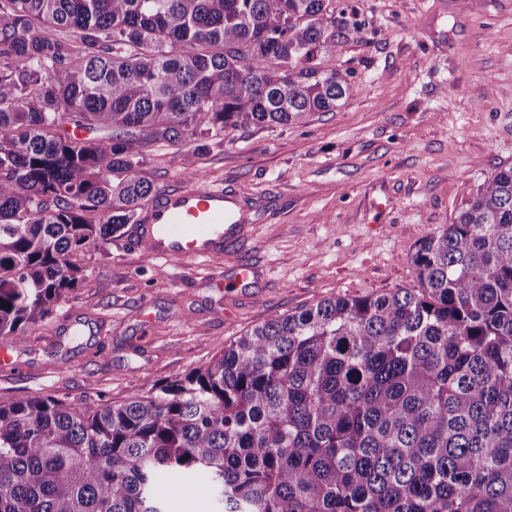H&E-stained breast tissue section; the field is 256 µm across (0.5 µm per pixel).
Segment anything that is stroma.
<instances>
[{
    "label": "stroma",
    "mask_w": 512,
    "mask_h": 512,
    "mask_svg": "<svg viewBox=\"0 0 512 512\" xmlns=\"http://www.w3.org/2000/svg\"><path fill=\"white\" fill-rule=\"evenodd\" d=\"M365 21L336 53L351 95L288 127L200 147L202 183L254 205L251 238L191 265L150 256L133 231L81 257L85 280L14 349L0 394L120 400L208 363L271 312L415 285L410 257L512 168V0H353ZM138 173L184 181L175 148ZM254 287L218 288L239 262Z\"/></svg>",
    "instance_id": "35a3bbf8"
}]
</instances>
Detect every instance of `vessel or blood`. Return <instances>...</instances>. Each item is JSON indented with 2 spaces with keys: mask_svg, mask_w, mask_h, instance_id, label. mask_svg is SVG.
I'll return each instance as SVG.
<instances>
[{
  "mask_svg": "<svg viewBox=\"0 0 512 512\" xmlns=\"http://www.w3.org/2000/svg\"><path fill=\"white\" fill-rule=\"evenodd\" d=\"M249 211L235 191L202 184L160 195L135 227L138 245L159 258L193 259L242 241Z\"/></svg>",
  "mask_w": 512,
  "mask_h": 512,
  "instance_id": "obj_1",
  "label": "vessel or blood"
}]
</instances>
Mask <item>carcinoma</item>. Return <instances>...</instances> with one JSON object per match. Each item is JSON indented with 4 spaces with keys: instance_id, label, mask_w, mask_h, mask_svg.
<instances>
[{
    "instance_id": "obj_1",
    "label": "carcinoma",
    "mask_w": 512,
    "mask_h": 512,
    "mask_svg": "<svg viewBox=\"0 0 512 512\" xmlns=\"http://www.w3.org/2000/svg\"><path fill=\"white\" fill-rule=\"evenodd\" d=\"M333 0H0V337L156 198L140 149L303 124L352 92ZM68 32L71 38L62 36ZM418 285L272 313L122 401L0 395V512H512V168L410 258ZM169 478H164L163 486L166 490L171 507L174 512H207L209 495L205 488V493L196 489L197 486H187L175 478L170 480V490L166 487Z\"/></svg>"
}]
</instances>
